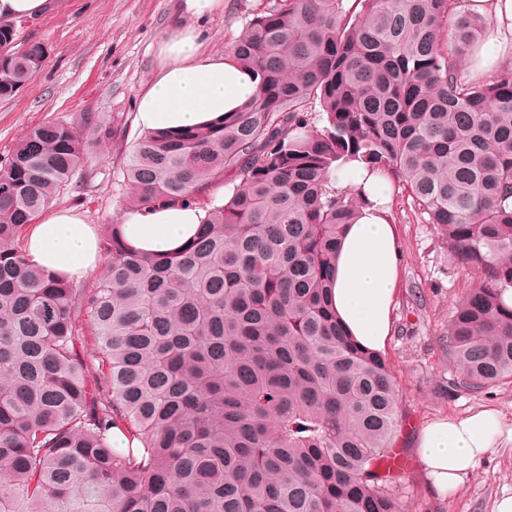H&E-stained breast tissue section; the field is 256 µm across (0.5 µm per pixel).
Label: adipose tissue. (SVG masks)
<instances>
[{"label":"adipose tissue","mask_w":512,"mask_h":512,"mask_svg":"<svg viewBox=\"0 0 512 512\" xmlns=\"http://www.w3.org/2000/svg\"><path fill=\"white\" fill-rule=\"evenodd\" d=\"M224 0H184L191 23L180 22L157 47V69L136 101V123L144 131H177L210 125L255 96L259 78L232 56L207 50V34L198 19L223 8ZM457 11L488 18L490 25L468 64L487 73L512 61V0H455ZM332 183L355 192L360 207L336 248L330 301L349 336L365 348L382 349L391 329V311L399 268L396 227L391 219L392 185L362 162L337 167ZM207 203L178 200L122 211L126 241L142 251H178L223 204L224 187H206ZM25 248L36 266L80 279L100 263L92 224L77 210H50L26 232ZM512 444V427L498 410L482 408L463 416H442L421 431L416 452L432 487L457 493L480 461L498 446Z\"/></svg>","instance_id":"adipose-tissue-1"}]
</instances>
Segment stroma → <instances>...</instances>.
Segmentation results:
<instances>
[{"label":"stroma","instance_id":"1","mask_svg":"<svg viewBox=\"0 0 512 512\" xmlns=\"http://www.w3.org/2000/svg\"><path fill=\"white\" fill-rule=\"evenodd\" d=\"M180 0H54L43 17L14 23V46L44 43L45 67L11 99H0V157L10 155L42 122L82 125L92 117L111 129L93 141L90 158L54 207L83 213L89 223L112 224L125 204L124 169L141 130L135 101L157 65L156 43L172 26ZM266 0H224L202 22L208 47L224 51ZM392 207L401 250L391 334L384 350L400 391L402 421L395 446L409 460L399 488L404 512H492L512 492V445L493 449L453 496L438 494L416 454L422 429L435 417L495 408L512 425V384L477 394L454 388L448 319L476 280L448 254L446 237L426 223L402 185Z\"/></svg>","mask_w":512,"mask_h":512}]
</instances>
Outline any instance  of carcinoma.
<instances>
[{"label":"carcinoma","instance_id":"obj_1","mask_svg":"<svg viewBox=\"0 0 512 512\" xmlns=\"http://www.w3.org/2000/svg\"><path fill=\"white\" fill-rule=\"evenodd\" d=\"M480 29L451 0H268L227 47L255 97L143 133L125 168L128 208L190 203L228 171L240 187L175 254L103 225L88 285L22 241L87 163L92 119L24 135L0 160V512H400L397 382L328 301L359 205L330 174L356 160L396 178L445 232L476 275L448 320L454 386L512 383V68L459 78ZM13 42L1 28L0 99L42 68ZM115 425L137 447H112Z\"/></svg>","mask_w":512,"mask_h":512}]
</instances>
